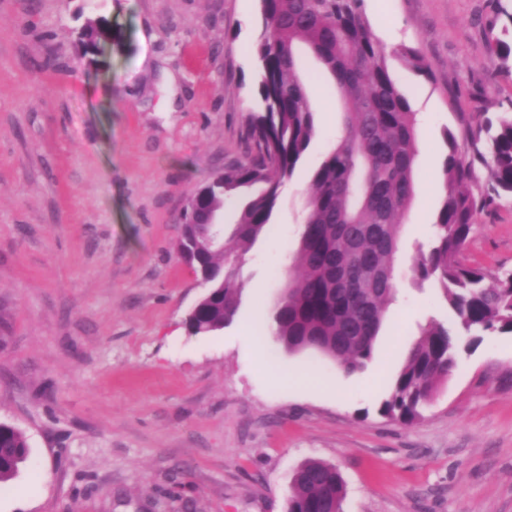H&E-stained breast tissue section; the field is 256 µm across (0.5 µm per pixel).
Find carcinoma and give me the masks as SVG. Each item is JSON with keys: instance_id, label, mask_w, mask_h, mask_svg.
<instances>
[{"instance_id": "cac0c4a2", "label": "carcinoma", "mask_w": 512, "mask_h": 512, "mask_svg": "<svg viewBox=\"0 0 512 512\" xmlns=\"http://www.w3.org/2000/svg\"><path fill=\"white\" fill-rule=\"evenodd\" d=\"M254 46L258 105L246 158L201 186L184 214L177 245L217 221L229 198L238 210L224 248L192 263L207 292L186 318L191 336L223 330L235 319L240 264L269 227L286 182L316 134L300 55L310 56L336 84L345 106L344 133L310 177L307 214L293 257L296 274L269 312L274 342L290 354L316 352L347 374L365 369L396 293L395 260L402 221L414 193L416 113L392 78L388 57L364 13V0H259ZM107 35L101 22L80 32L86 48ZM474 156L458 153L454 135L444 161V204L428 248L411 272L435 281L448 320L421 328L380 413L411 425L457 366L462 337L512 334V271L492 277L463 262L475 214L512 195V112L469 131ZM485 144V149L478 147ZM487 167L489 187L462 189ZM30 455L25 435L0 423V485L15 479ZM345 485L336 466L309 460L294 472L288 512H342Z\"/></svg>"}]
</instances>
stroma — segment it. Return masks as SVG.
<instances>
[{
  "label": "stroma",
  "instance_id": "stroma-1",
  "mask_svg": "<svg viewBox=\"0 0 512 512\" xmlns=\"http://www.w3.org/2000/svg\"><path fill=\"white\" fill-rule=\"evenodd\" d=\"M0 0V422L31 455L0 512H287L294 470L335 464L344 512H512V335L485 337L422 418L381 415L441 289L411 279L444 202L447 135L512 111V0H364L419 122L398 299L367 367L258 344L297 249L310 173L342 130L334 85L308 83L316 135L240 270L233 324L192 336L203 295L176 216L249 149L258 0ZM105 17L88 64L77 33ZM416 48L417 72L396 58ZM468 264L512 270V197L478 211ZM293 371L309 388L288 387Z\"/></svg>",
  "mask_w": 512,
  "mask_h": 512
}]
</instances>
